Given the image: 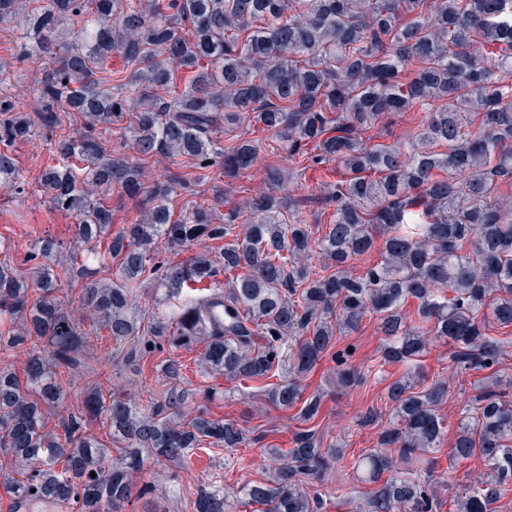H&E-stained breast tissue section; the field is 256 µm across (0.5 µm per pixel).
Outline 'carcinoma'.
<instances>
[{
	"mask_svg": "<svg viewBox=\"0 0 512 512\" xmlns=\"http://www.w3.org/2000/svg\"><path fill=\"white\" fill-rule=\"evenodd\" d=\"M20 25L29 57L52 68L35 93L33 112L0 90V142L51 135L55 164L40 183L51 206L73 216L85 243L107 239L88 257L56 259L47 236L29 254L33 278L0 261V350L26 345L24 374L0 367V452L13 458V500L79 504V512H126L143 489L130 472L145 464L181 466L195 451L242 447L246 430L203 410L181 420L192 397L167 391L139 407L97 386L82 406L47 428L46 410L64 398V376L83 364L89 336L112 337V355L141 361L162 344L174 350L204 343L199 368L240 384L279 381L268 389L280 409L299 407L303 426L291 447L271 448L279 467L241 489L264 512H319L322 493L305 481L346 457L341 443L321 448L315 427L323 394L303 397L297 378L325 356L336 360V386L373 374L353 371L337 335L378 316L388 341L381 365H406L388 386L391 426L379 433L383 453H361L354 468L376 485L355 512H437L435 462L407 476L395 460H416L444 434L441 385L420 389L415 362L431 339L454 348L457 365L491 369L512 336L488 334L492 322L512 329V0H0V28ZM123 68H106L112 53ZM185 77L176 90L178 76ZM421 112L418 130L398 142L364 134L386 114ZM82 120L78 137L55 134L60 113ZM124 122L137 155L114 154L103 132ZM256 126L275 136L288 159L334 170L335 204L324 224L285 194L242 197L218 214L202 206L174 216L179 192L200 180L177 171L148 188L143 164L180 158L199 170L222 159L232 182L250 170L258 140L234 130ZM231 135L218 146L217 135ZM17 177L0 151V184ZM145 209V218L115 234L104 194ZM231 241H226L227 237ZM178 255L224 242L216 257L159 258L154 240ZM317 252L316 270L301 260ZM377 253L358 275L353 263ZM119 260L117 280L97 278ZM154 276L161 312L135 303ZM84 282L78 298L96 318L87 330L58 295L62 280ZM416 305L419 324L403 308ZM20 322L22 331L12 325ZM179 378V357L155 365ZM102 418L121 439L117 454L88 431ZM453 457L480 458L483 480L455 501L456 512H494L512 489V400L493 382L459 419ZM193 512H230L220 481L199 482Z\"/></svg>",
	"mask_w": 512,
	"mask_h": 512,
	"instance_id": "carcinoma-1",
	"label": "carcinoma"
}]
</instances>
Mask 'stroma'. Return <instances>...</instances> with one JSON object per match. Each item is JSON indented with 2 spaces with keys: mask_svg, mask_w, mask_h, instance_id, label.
Here are the masks:
<instances>
[{
  "mask_svg": "<svg viewBox=\"0 0 512 512\" xmlns=\"http://www.w3.org/2000/svg\"><path fill=\"white\" fill-rule=\"evenodd\" d=\"M44 60L32 59L23 51L20 30L12 27L0 29V83L8 86L25 109H32V87L44 75ZM12 156L18 178L15 185H0V259L11 264L21 274H28V254L34 242L52 234L59 239L64 254L85 252L86 246L74 235L71 216L52 209L39 184L41 172L53 163L48 138L37 134L32 140L7 147ZM287 195L301 200L319 219L329 218L332 209L324 204L328 194L321 173L306 170L285 184ZM386 343L375 316L364 319L360 329L348 336L339 337L337 349L348 351L349 361L358 369L379 363ZM201 347L179 350L178 356L186 369L182 378L174 380L175 388L195 391L193 406L184 411V418H191L197 408L203 407L221 420H232L248 430L253 438H261V445L250 444L240 449L245 459L244 467H225L224 450L198 453L190 457L186 468L145 465L134 473L137 484L155 483L163 487V494H148L132 504L133 512H193L195 483L214 478L224 484L229 493L232 512H253L244 506L240 489L250 482L264 480L269 474V462L265 454L269 448H286L290 445L291 432L297 427L295 410L274 407L262 392L245 384L225 380L221 376L201 374L198 362ZM451 347L443 340L432 341L421 365L424 383H445L447 395L439 407L444 419L445 435L437 448L429 450V457L438 462L436 471L441 478L438 488L443 503L440 512H454L452 501L456 494L474 487L483 478L484 469L479 460L455 463L451 457V445L457 422L467 407L475 390L485 383L488 375H495L502 382L512 381V347L506 349L498 365L492 370H460L452 367ZM86 368L71 373L65 384L66 396L59 408L51 409L49 420H56L59 412L76 408L92 383H99L103 392H111L114 386H122L136 403H146L149 396L163 390L162 376L153 367L127 369L122 375L112 370V339L108 334L91 336L86 348ZM335 363L326 357L302 381L305 393L322 389L326 397L319 415L318 430L327 443H344L349 454L359 455L377 450V437L386 424L377 419L370 426L359 423V417L368 409L387 406V386L400 376L402 367L384 366L378 376L368 383L346 390H335L333 370ZM324 485L328 490L323 499L321 512H353L352 502L369 489L352 466L335 465L327 472Z\"/></svg>",
  "mask_w": 512,
  "mask_h": 512,
  "instance_id": "stroma-1",
  "label": "stroma"
}]
</instances>
